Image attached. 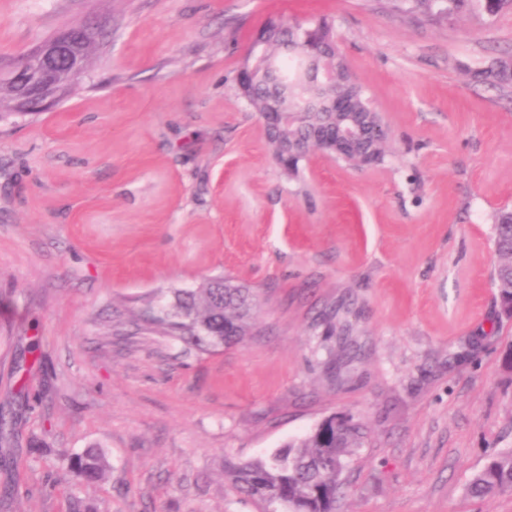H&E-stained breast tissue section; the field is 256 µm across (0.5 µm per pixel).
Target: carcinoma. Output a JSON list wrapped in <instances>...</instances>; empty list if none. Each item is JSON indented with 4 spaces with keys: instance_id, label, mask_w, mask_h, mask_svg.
<instances>
[{
    "instance_id": "carcinoma-1",
    "label": "carcinoma",
    "mask_w": 512,
    "mask_h": 512,
    "mask_svg": "<svg viewBox=\"0 0 512 512\" xmlns=\"http://www.w3.org/2000/svg\"><path fill=\"white\" fill-rule=\"evenodd\" d=\"M391 10L429 22L440 23L471 10L476 5L493 15L512 0H390ZM327 19L297 29L295 49L262 63V83L255 87L250 107L261 112L270 87L287 95L288 107L296 109L288 125V145L311 146L320 129H335L365 120L362 113L383 123L358 90V111L332 112L319 108L320 89L313 84L305 55L310 47L327 34ZM73 38L69 53L88 60L95 36L70 27ZM472 79L488 87H512V56L492 59L487 65L470 71ZM368 162L380 165L385 160V141H368ZM493 268L499 313L512 318V208L502 207L494 215ZM172 302L158 310H146L145 320L152 332L176 336L202 351L220 346L231 347L251 334V310L254 292L229 277H215L195 289H174ZM364 430L349 415H331L302 438L292 440L264 460L236 463L229 474L240 493L264 504V512H336V499L343 495L342 474L347 459L360 447ZM109 461L101 447L94 445L76 457L74 474L80 480L95 481L105 477ZM512 492V449L491 457L474 473L466 486L472 498L484 499Z\"/></svg>"
}]
</instances>
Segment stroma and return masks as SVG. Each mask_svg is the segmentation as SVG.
I'll list each match as a JSON object with an SVG mask.
<instances>
[{
    "label": "stroma",
    "mask_w": 512,
    "mask_h": 512,
    "mask_svg": "<svg viewBox=\"0 0 512 512\" xmlns=\"http://www.w3.org/2000/svg\"><path fill=\"white\" fill-rule=\"evenodd\" d=\"M325 16L389 130L378 167L273 158L238 71L270 19ZM106 27L67 99L0 123V512H263L224 466L346 414L337 512H512L471 475L512 448V319L490 284L512 205V9L431 24L388 0H0V59ZM259 291L239 345L142 330L214 275ZM350 328L347 353L340 325ZM110 470L78 481L89 445ZM472 79L488 87H512V56L493 58L487 65L470 71Z\"/></svg>",
    "instance_id": "35a3bbf8"
}]
</instances>
